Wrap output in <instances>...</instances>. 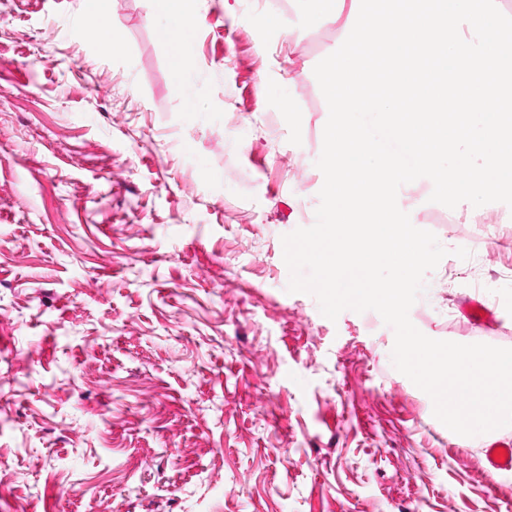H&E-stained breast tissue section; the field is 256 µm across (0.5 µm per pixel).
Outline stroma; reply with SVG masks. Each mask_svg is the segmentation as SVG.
Masks as SVG:
<instances>
[{"label":"stroma","mask_w":512,"mask_h":512,"mask_svg":"<svg viewBox=\"0 0 512 512\" xmlns=\"http://www.w3.org/2000/svg\"><path fill=\"white\" fill-rule=\"evenodd\" d=\"M204 7L185 85L157 0H112L109 56L85 0H0V512H512L377 312L287 291L342 25ZM432 191L397 197L447 251L412 323L512 348V208ZM477 295L496 326L462 315Z\"/></svg>","instance_id":"obj_1"}]
</instances>
